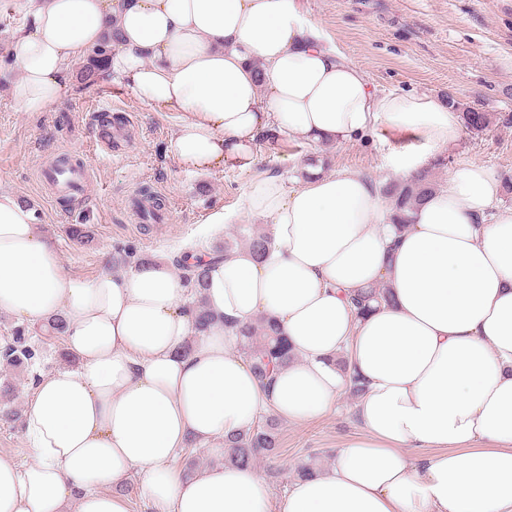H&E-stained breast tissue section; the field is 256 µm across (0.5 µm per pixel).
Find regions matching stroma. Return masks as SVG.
Returning <instances> with one entry per match:
<instances>
[{
  "label": "stroma",
  "instance_id": "obj_1",
  "mask_svg": "<svg viewBox=\"0 0 512 512\" xmlns=\"http://www.w3.org/2000/svg\"><path fill=\"white\" fill-rule=\"evenodd\" d=\"M328 45L336 47L381 91L455 96L461 102L506 116L480 137L462 134L452 145L433 151L439 159L433 175L443 182L462 162L490 167L512 176V0H298ZM25 0H0V189L16 193L33 207L40 229L54 244L66 277L92 279L105 260L131 247L137 257L176 256L191 249L215 250L250 225L242 214V193L256 175H282L287 187L299 180L297 162L326 156L329 169H357L377 183L393 180L394 155L423 150L422 139L380 125L365 136L332 147L289 136L277 143L257 142L254 162L194 172L172 155L171 137L179 122L137 99L119 81L92 86L72 80L70 90L47 111H20L10 93L14 73L10 48L27 22ZM121 119L128 131L125 150L106 155L95 145L105 117ZM85 158L89 177L81 203L54 196L40 178L42 164L58 155ZM150 188L164 208L157 221L138 218L133 200ZM229 221L218 235L206 226L217 214ZM84 225L88 241L69 236L71 225ZM37 351L31 369L0 365V383L13 387L0 394V412L24 410L33 375L61 366L63 338L33 333ZM352 395L340 397L334 411L307 424L279 421L274 458L259 462L275 496L295 478L299 461L328 465L337 444L358 432L351 414Z\"/></svg>",
  "mask_w": 512,
  "mask_h": 512
}]
</instances>
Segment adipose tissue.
I'll use <instances>...</instances> for the list:
<instances>
[{"label":"adipose tissue","mask_w":512,"mask_h":512,"mask_svg":"<svg viewBox=\"0 0 512 512\" xmlns=\"http://www.w3.org/2000/svg\"><path fill=\"white\" fill-rule=\"evenodd\" d=\"M11 44L10 91L42 112L69 69L109 42L105 66L141 101L176 112V161L248 165L266 128L327 146L386 123L428 147L456 143L455 108L383 93L325 44L295 0H28ZM287 188L253 178L243 212L267 226L263 257H211L217 321L195 333L191 291L161 257L89 281L65 277L34 210L0 190V311L41 327L60 317L77 360L39 376L24 410L28 464L0 455V512H512V207L493 170L457 165L411 212L362 171L305 164ZM385 298L363 314L351 294ZM265 319L292 360L262 385L232 325ZM359 384V434L282 497L257 468L185 476L188 447L224 452L264 412L326 416Z\"/></svg>","instance_id":"1"}]
</instances>
